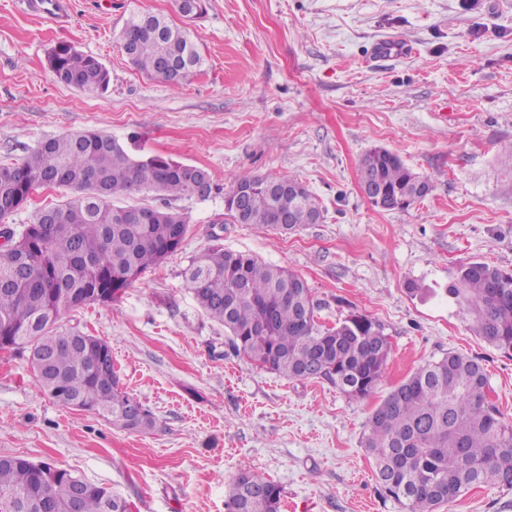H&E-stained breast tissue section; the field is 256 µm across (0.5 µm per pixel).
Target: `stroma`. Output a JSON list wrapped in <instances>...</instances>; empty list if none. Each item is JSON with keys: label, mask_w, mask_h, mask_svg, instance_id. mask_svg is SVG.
<instances>
[{"label": "stroma", "mask_w": 512, "mask_h": 512, "mask_svg": "<svg viewBox=\"0 0 512 512\" xmlns=\"http://www.w3.org/2000/svg\"><path fill=\"white\" fill-rule=\"evenodd\" d=\"M134 11L182 21L173 0H68L56 19L0 0V163L94 130L205 167L223 186L239 174L295 178L323 219L280 234L234 223L220 195L136 196L186 215L180 250L116 302L60 323L110 343L155 427L126 430L63 407L38 390L26 354L0 352V455L107 485L132 512H226L227 486L244 469L282 486L281 512H404L383 496L362 445L395 386L459 352L482 364L512 419V352L476 336L444 293L462 262L512 271V177L499 164L512 151V0H209L189 26L203 66L179 87L145 77L123 53ZM391 37L411 55L374 57ZM61 42L106 66V93L55 80L47 55ZM375 147L429 178V195L405 211L374 208L359 168ZM217 240L299 274L324 324L354 314L380 323L391 351L377 389L355 398L232 351L182 275ZM436 512H512V487L478 486Z\"/></svg>", "instance_id": "1"}]
</instances>
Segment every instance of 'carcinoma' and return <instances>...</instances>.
I'll return each instance as SVG.
<instances>
[{"label": "carcinoma", "instance_id": "1", "mask_svg": "<svg viewBox=\"0 0 512 512\" xmlns=\"http://www.w3.org/2000/svg\"><path fill=\"white\" fill-rule=\"evenodd\" d=\"M176 11L202 17L206 0H174ZM127 57L151 79L181 86L202 65L197 42L164 16L133 12L119 35ZM48 68L62 84L88 93L109 87L107 68L70 44L55 46ZM170 157L132 151L99 133L50 138L19 163L0 165V220L37 187L69 191L63 203L37 211L31 233L18 243L0 230V342L28 353L40 390L63 406L94 410L114 426L133 431L155 427L150 411L127 416L131 396L112 367L107 341L76 329H59L64 311L98 301L97 288L118 300L148 269L182 245L186 217L158 210L150 224H126L112 203L116 196L155 192L173 199L195 198L192 185ZM96 171V190L86 172ZM362 175L377 188L381 211L406 210L431 190L430 179L409 168L395 152L376 147L360 162ZM224 195V211L238 224L282 231L278 217L297 215V229L322 215L302 182L281 174L238 175ZM184 279L205 314L224 326L232 350L257 366L288 379L318 367V377L343 392L366 397L383 377L390 345L383 327L358 314L327 327L307 283L293 271L258 257L213 244L192 256ZM466 307L475 335L499 350L512 351V272L471 261L459 265L446 288ZM488 377L475 358L448 352L399 383L372 412L362 436L375 461L384 495L405 512H435L462 498L473 486H512V424L489 400ZM17 498L44 500V512H69L71 473L24 457L0 455V512ZM281 487L255 470H241L227 492L228 512H280Z\"/></svg>", "mask_w": 512, "mask_h": 512}]
</instances>
